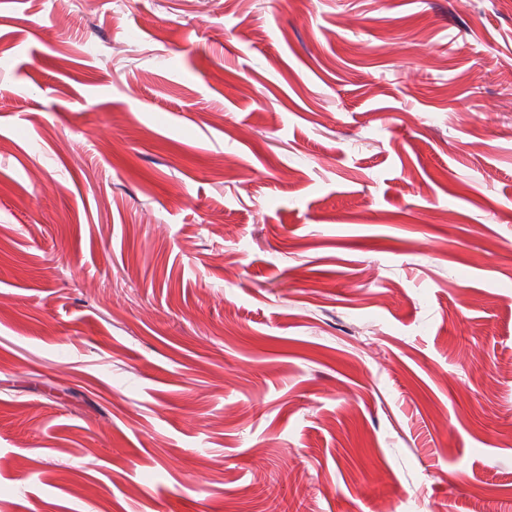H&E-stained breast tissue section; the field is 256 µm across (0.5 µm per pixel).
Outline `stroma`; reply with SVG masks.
<instances>
[{
    "label": "stroma",
    "mask_w": 512,
    "mask_h": 512,
    "mask_svg": "<svg viewBox=\"0 0 512 512\" xmlns=\"http://www.w3.org/2000/svg\"><path fill=\"white\" fill-rule=\"evenodd\" d=\"M380 503L512 512V0H0V512Z\"/></svg>",
    "instance_id": "1"
}]
</instances>
